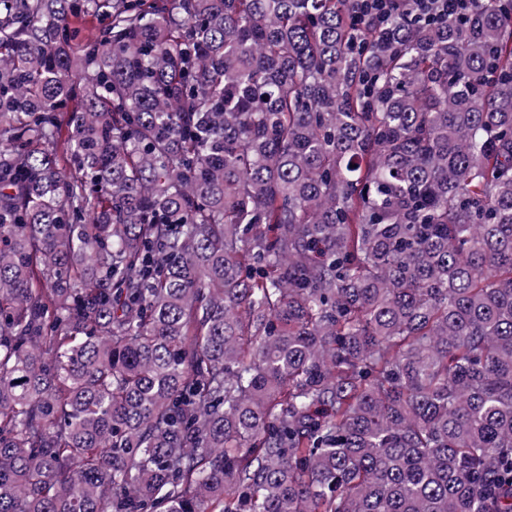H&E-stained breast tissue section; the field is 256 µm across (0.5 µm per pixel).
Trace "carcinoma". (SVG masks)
<instances>
[{
	"instance_id": "carcinoma-1",
	"label": "carcinoma",
	"mask_w": 512,
	"mask_h": 512,
	"mask_svg": "<svg viewBox=\"0 0 512 512\" xmlns=\"http://www.w3.org/2000/svg\"><path fill=\"white\" fill-rule=\"evenodd\" d=\"M473 2L0 0V512H512ZM402 2L403 0H357L356 5L374 27L382 31L391 17L396 15ZM414 11L420 17L428 18L439 14H448V11L462 10L467 7V0H412Z\"/></svg>"
}]
</instances>
